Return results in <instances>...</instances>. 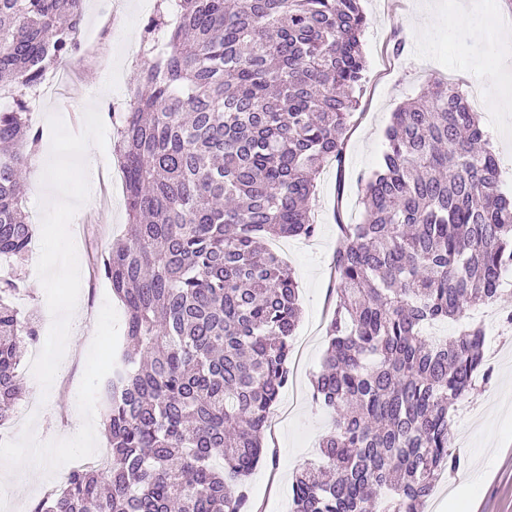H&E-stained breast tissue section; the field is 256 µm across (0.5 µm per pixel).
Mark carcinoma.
Masks as SVG:
<instances>
[{"instance_id":"cac0c4a2","label":"carcinoma","mask_w":512,"mask_h":512,"mask_svg":"<svg viewBox=\"0 0 512 512\" xmlns=\"http://www.w3.org/2000/svg\"><path fill=\"white\" fill-rule=\"evenodd\" d=\"M120 117L127 238L101 275L125 312L97 382L111 465L76 467L31 512H250L246 478L288 384L298 283L264 242L310 238L316 179L344 161L368 20L360 0H174ZM84 0H0V256L22 259L40 132L26 96L78 51ZM365 218L340 225L336 313L311 380L336 414L295 476L293 512H420L460 454L450 411L491 377L484 331L423 335L496 303L512 270V199L490 136L455 85L399 108ZM0 289V422L39 329Z\"/></svg>"}]
</instances>
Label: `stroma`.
<instances>
[{"label":"stroma","mask_w":512,"mask_h":512,"mask_svg":"<svg viewBox=\"0 0 512 512\" xmlns=\"http://www.w3.org/2000/svg\"><path fill=\"white\" fill-rule=\"evenodd\" d=\"M469 1L360 0L368 18L363 35L368 69L359 112L351 120L344 166L339 171L325 167L317 178L315 236L282 241L278 251L297 278L302 315L291 341L289 381L271 410L265 433L270 459L246 482L253 512H290L292 479L317 459L320 442L333 426L334 412L317 405L311 392V378L319 371L327 348L325 330L335 300L332 256L339 243V224L363 219L360 180L379 164L393 113L437 81L454 83L465 93L475 83L489 86L482 121L500 158L503 189L512 195V111L492 109L496 102L512 99V62H506L507 51L493 34L500 24L512 25V0H473L486 18L478 30L454 23ZM156 2L85 0L82 25L89 40L68 62L59 64V71L68 74L67 81L57 96L47 99L39 92L30 96L41 105L32 120L44 131L37 153H44L51 141L50 116H59L71 132L83 131L84 122L74 111L82 106L84 88L101 75L106 95L98 111L106 126L107 144L96 151L95 159L101 166L114 157L119 115L132 100L124 75L145 69L152 61L143 50L130 56L127 43H142L144 25ZM393 38L404 44L396 56L386 49ZM98 192L93 206L76 211L69 229L82 259L78 302L87 318L99 320L100 325L70 327L63 356L73 373L70 386L56 381L50 391H42L29 362H22L25 397L38 408L15 425L12 447L0 449V459L7 463L0 468V494L12 501L11 509L0 506V512H31L32 504L53 487L73 457L93 455L106 445L94 391L106 342L123 331L124 311L107 281L94 288L88 282L95 276L97 260L122 235L127 215L121 180L100 174ZM38 258L33 251L7 263L0 268V277L16 279L18 308L41 325L50 322L51 314L36 273ZM507 278L509 285L496 306L471 313L485 326V356L493 378L477 383L454 412L451 433L461 451V467L455 475L440 479L423 512H512V326L499 323L497 317L499 309H512V271ZM77 405L86 407L91 417L88 445L80 450L67 441Z\"/></svg>","instance_id":"stroma-1"}]
</instances>
